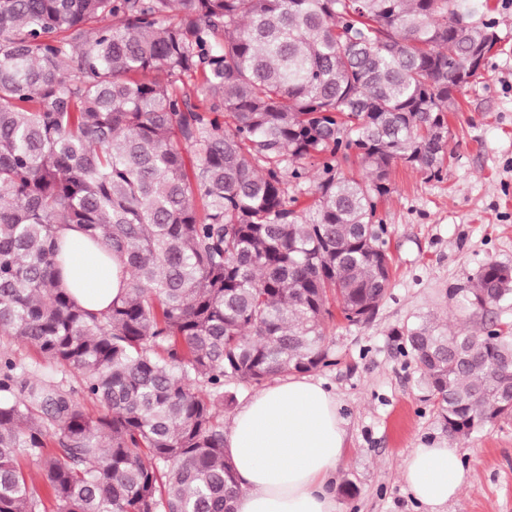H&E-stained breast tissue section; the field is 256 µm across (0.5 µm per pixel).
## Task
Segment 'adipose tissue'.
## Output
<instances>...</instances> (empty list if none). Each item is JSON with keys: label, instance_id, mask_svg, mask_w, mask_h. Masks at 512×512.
Instances as JSON below:
<instances>
[{"label": "adipose tissue", "instance_id": "1", "mask_svg": "<svg viewBox=\"0 0 512 512\" xmlns=\"http://www.w3.org/2000/svg\"><path fill=\"white\" fill-rule=\"evenodd\" d=\"M67 261L64 279L85 308L102 311L125 291L116 256L98 259L76 227L58 233ZM345 422L335 393L309 376H290L256 390L236 411L224 451L237 473L235 512H337L332 485L343 461ZM400 477L414 498L438 507L468 481L457 448L421 447L406 458Z\"/></svg>", "mask_w": 512, "mask_h": 512}]
</instances>
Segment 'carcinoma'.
<instances>
[{
	"mask_svg": "<svg viewBox=\"0 0 512 512\" xmlns=\"http://www.w3.org/2000/svg\"><path fill=\"white\" fill-rule=\"evenodd\" d=\"M478 13L0 0V512H41L22 460L55 512H233L224 385L326 367L331 304L351 325L378 311L379 201L398 161L441 178L456 72L494 49L454 27ZM71 225L128 273L102 312L61 285ZM451 300L477 331L423 316L393 336L466 437L509 415L512 265L487 262ZM15 340L77 385L21 361Z\"/></svg>",
	"mask_w": 512,
	"mask_h": 512,
	"instance_id": "cac0c4a2",
	"label": "carcinoma"
}]
</instances>
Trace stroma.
Masks as SVG:
<instances>
[{
  "label": "stroma",
  "instance_id": "1",
  "mask_svg": "<svg viewBox=\"0 0 512 512\" xmlns=\"http://www.w3.org/2000/svg\"><path fill=\"white\" fill-rule=\"evenodd\" d=\"M488 2L503 40L457 93L449 117L454 156L441 179L397 164L378 206L387 226L392 280L363 325L335 318L325 344L332 363L314 376L332 387L347 422L346 457L334 494L337 512H430L400 478L413 448H459L469 482L442 512H512V416L453 438L411 357L391 332L430 315L457 327L449 294L486 262L512 264V0Z\"/></svg>",
  "mask_w": 512,
  "mask_h": 512
}]
</instances>
